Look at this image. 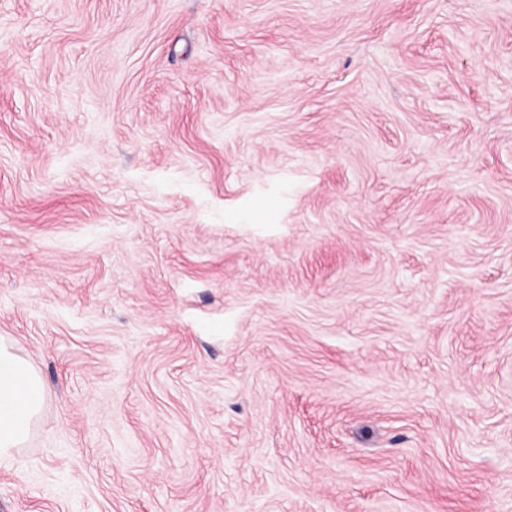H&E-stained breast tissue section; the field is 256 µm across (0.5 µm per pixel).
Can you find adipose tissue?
I'll return each instance as SVG.
<instances>
[{
  "label": "adipose tissue",
  "mask_w": 512,
  "mask_h": 512,
  "mask_svg": "<svg viewBox=\"0 0 512 512\" xmlns=\"http://www.w3.org/2000/svg\"><path fill=\"white\" fill-rule=\"evenodd\" d=\"M47 398L36 368L0 338V462L29 440Z\"/></svg>",
  "instance_id": "adipose-tissue-1"
}]
</instances>
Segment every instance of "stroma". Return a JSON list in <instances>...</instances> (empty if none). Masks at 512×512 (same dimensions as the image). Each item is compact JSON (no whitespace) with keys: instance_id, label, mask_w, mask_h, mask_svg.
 <instances>
[{"instance_id":"stroma-1","label":"stroma","mask_w":512,"mask_h":512,"mask_svg":"<svg viewBox=\"0 0 512 512\" xmlns=\"http://www.w3.org/2000/svg\"><path fill=\"white\" fill-rule=\"evenodd\" d=\"M0 512H512V0H0ZM47 398L36 368L0 337V462L29 440Z\"/></svg>"}]
</instances>
